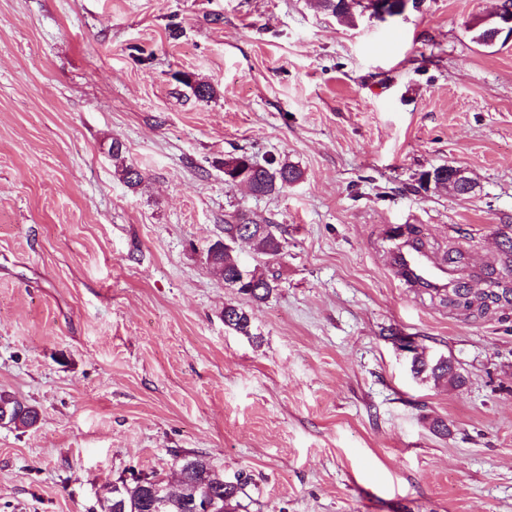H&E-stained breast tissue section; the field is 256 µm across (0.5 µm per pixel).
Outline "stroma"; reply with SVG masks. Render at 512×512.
I'll use <instances>...</instances> for the list:
<instances>
[{"label": "stroma", "mask_w": 512, "mask_h": 512, "mask_svg": "<svg viewBox=\"0 0 512 512\" xmlns=\"http://www.w3.org/2000/svg\"><path fill=\"white\" fill-rule=\"evenodd\" d=\"M498 6L0 0V392L39 412L0 424V512H102L196 454L248 475L237 512H512V304L454 308L384 263L414 228L459 275L501 267L512 42L474 26ZM244 153L303 176L228 186ZM448 165L468 195L422 187ZM242 216L286 239L238 246L277 282L262 303L206 261ZM403 338L462 385L414 376ZM398 1V2H395ZM318 8L330 11L339 21L351 23L354 20L357 7L371 10L372 15L381 19L386 16L393 17L403 14L408 8L419 9L422 1L419 0H316ZM401 12V14H397ZM109 151L115 161L116 171L121 180L130 188H136L143 180L142 172L132 165H127L123 157V145L119 141H112ZM224 326L237 335L254 338L251 314L239 305L228 303L224 306ZM155 480L153 478L131 473L129 479H121L111 490V497L107 498L104 512H146L147 486ZM119 501L120 511H114V503Z\"/></svg>", "instance_id": "1"}]
</instances>
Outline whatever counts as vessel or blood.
I'll return each instance as SVG.
<instances>
[{
	"mask_svg": "<svg viewBox=\"0 0 512 512\" xmlns=\"http://www.w3.org/2000/svg\"><path fill=\"white\" fill-rule=\"evenodd\" d=\"M388 267L407 284L416 288L449 287L456 282L452 266L437 262L423 242L405 239L390 249Z\"/></svg>",
	"mask_w": 512,
	"mask_h": 512,
	"instance_id": "obj_1",
	"label": "vessel or blood"
}]
</instances>
